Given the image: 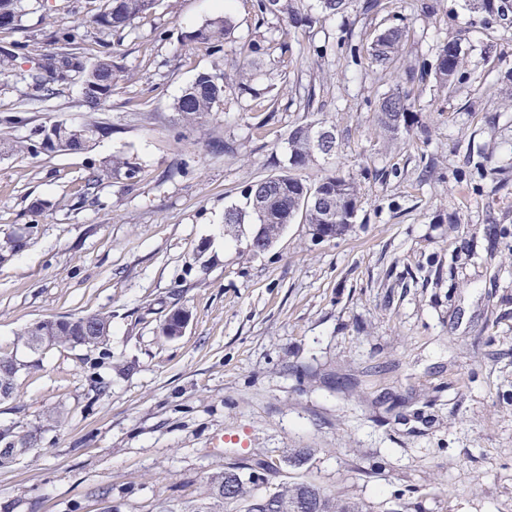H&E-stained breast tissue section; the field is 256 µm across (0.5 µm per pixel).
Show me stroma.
Segmentation results:
<instances>
[{
  "instance_id": "1",
  "label": "stroma",
  "mask_w": 512,
  "mask_h": 512,
  "mask_svg": "<svg viewBox=\"0 0 512 512\" xmlns=\"http://www.w3.org/2000/svg\"><path fill=\"white\" fill-rule=\"evenodd\" d=\"M253 3L157 0L115 31L95 22L106 0H25L0 32L19 47L0 75V357L26 364L0 431L42 429L0 467V512H188L209 476L254 454L366 512H512V13L298 0L307 26ZM224 16L222 50L189 40ZM391 27L401 55L372 65ZM71 28L87 60L128 75L95 108L76 77L31 97L27 74ZM260 38L247 94L235 65ZM451 41L462 65L446 88L434 66ZM218 67L223 101L181 122L175 100ZM393 92L416 114L395 136L376 120ZM54 123L100 132L82 151H14ZM304 123L333 129L336 153L294 176L353 178L354 222L318 241L297 220L252 252L255 225L227 228L224 212L288 168ZM177 309L184 333L163 336ZM98 313L112 317L101 347L35 359L24 344L36 321ZM242 429L247 448L213 447Z\"/></svg>"
}]
</instances>
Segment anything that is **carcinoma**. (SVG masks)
I'll return each instance as SVG.
<instances>
[{"label":"carcinoma","instance_id":"cac0c4a2","mask_svg":"<svg viewBox=\"0 0 512 512\" xmlns=\"http://www.w3.org/2000/svg\"><path fill=\"white\" fill-rule=\"evenodd\" d=\"M476 7L502 16L512 11V0H474ZM156 0H108L104 12L96 18V23L120 29L134 19L148 14ZM254 8L262 16L276 15L287 22H298L299 16L295 0H255ZM22 11V0H0V30H10L18 22ZM229 18L224 17L200 28L190 35L193 41L216 44L221 42L230 29ZM404 33L398 28H390L372 42L371 59L379 66L389 65L398 59ZM45 76L29 75L30 87L34 95L43 97L52 91L50 84L65 81L70 74L81 79L87 102L98 106L112 95V90L125 74L122 68L106 56L91 63L85 60L78 36L66 33L56 41L54 51L42 57ZM462 64L459 46L455 42L445 44L439 51L435 63V77L443 85L452 83ZM224 97V73L221 71L203 72L186 88L175 103L174 109L180 119L192 123L213 111ZM408 96L399 93L383 99L378 112V124L392 135L400 131H410L415 123V115L410 112ZM99 133L97 126L68 127L53 124L41 128V134L29 138V143L19 145V149L33 154L51 153L57 150L56 143L65 140L75 151L83 150ZM317 128L312 124L296 126L288 137L289 161L293 167L306 165L314 156V143ZM250 210L236 207L224 213V223L230 227L239 224H258L262 233V247L267 249L276 242L287 225L296 217H302L312 234L322 232V225L330 224V238L346 234L353 215L357 212L359 192L355 182L341 174H328L314 184H306L284 171L249 185L245 190ZM111 328V317L101 314L77 318H48L43 320L41 333L31 330L24 332L25 343L35 355L56 346L94 348L105 344ZM24 366L6 365L0 368V388L6 397H11L14 381ZM41 429L34 428L22 436L9 432L0 433V447L13 448L15 454L0 455V466L14 460V455L22 454L38 447ZM260 469L274 475H281L280 467L270 458L254 455L243 461L228 463L224 470L208 478L206 501L192 512H219V507L228 504H242L244 512H287L298 498L312 494L317 512H364L358 502L338 503L336 498L321 491L309 482L280 480L277 490L271 494L254 493L256 482L249 471Z\"/></svg>","mask_w":512,"mask_h":512}]
</instances>
